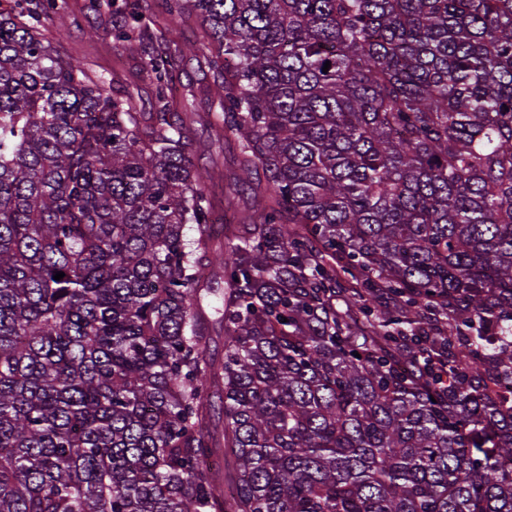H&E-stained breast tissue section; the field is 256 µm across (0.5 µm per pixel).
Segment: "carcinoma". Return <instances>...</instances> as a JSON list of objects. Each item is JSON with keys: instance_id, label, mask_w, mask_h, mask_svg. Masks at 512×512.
Returning a JSON list of instances; mask_svg holds the SVG:
<instances>
[{"instance_id": "obj_1", "label": "carcinoma", "mask_w": 512, "mask_h": 512, "mask_svg": "<svg viewBox=\"0 0 512 512\" xmlns=\"http://www.w3.org/2000/svg\"><path fill=\"white\" fill-rule=\"evenodd\" d=\"M107 2L149 112L0 8V512H512V0ZM140 4L144 17L146 19L151 17L159 27L168 29L172 38L178 41L193 38V18L169 19L165 13L163 0H142ZM172 73L177 91L178 112H181L180 105L186 102H194L200 111L208 110L210 106L213 112L221 111L217 98H210L206 94V86L211 79L198 67L196 60H191L189 56L176 60Z\"/></svg>"}]
</instances>
